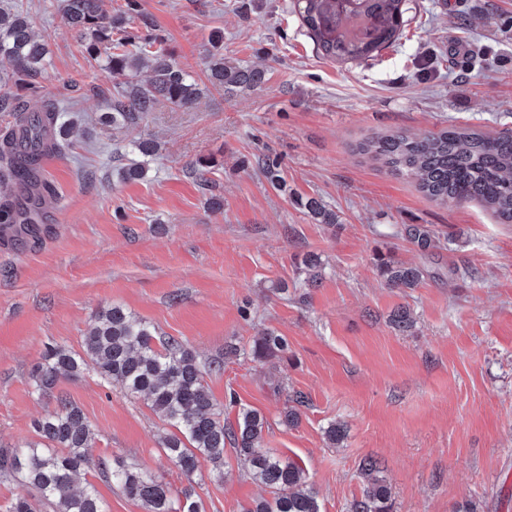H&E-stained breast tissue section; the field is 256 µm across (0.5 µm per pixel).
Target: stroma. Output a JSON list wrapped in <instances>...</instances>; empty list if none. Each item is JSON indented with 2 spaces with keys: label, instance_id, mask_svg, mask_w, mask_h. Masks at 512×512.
<instances>
[{
  "label": "stroma",
  "instance_id": "1",
  "mask_svg": "<svg viewBox=\"0 0 512 512\" xmlns=\"http://www.w3.org/2000/svg\"><path fill=\"white\" fill-rule=\"evenodd\" d=\"M44 36L50 63L36 89L7 84L28 109L55 105L74 121L48 182L62 201L57 224L36 241L0 243V445L34 439L57 395L95 428L91 453L121 458L172 489L187 480L158 441L169 427L120 384L93 370L36 397L30 373L45 346L80 350L92 316L124 306L191 349L226 417L258 410L263 446L298 462L321 512H351L377 461L392 512H512V224L475 204H440L392 175L359 142L451 125L512 131V0H406L402 38L372 58H324L292 0H138L128 35L147 32L204 77L213 31L225 55L262 69L259 87L209 89L191 109L159 105L140 127L98 124L118 76L89 57L51 0H19ZM160 149L141 158L137 137ZM279 162L287 192L258 167ZM211 164L203 189L192 166ZM145 162V178L121 167ZM223 207L208 210L209 194ZM322 199L336 225L297 204ZM427 227L419 250L402 235ZM322 279L303 283L304 256ZM423 269L414 289L388 287L381 260ZM287 291H279V284ZM407 309L412 325L392 318ZM284 336L281 358L251 349L265 331ZM236 357L225 358L227 348ZM307 404L283 423L295 393ZM343 425L338 445L325 436ZM204 512H241L265 495L233 449L222 478L195 487Z\"/></svg>",
  "mask_w": 512,
  "mask_h": 512
}]
</instances>
